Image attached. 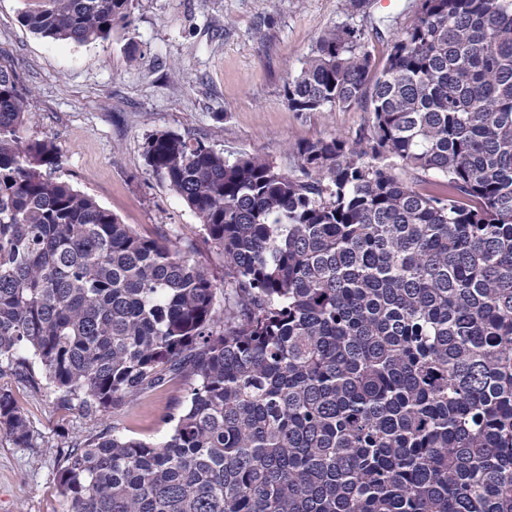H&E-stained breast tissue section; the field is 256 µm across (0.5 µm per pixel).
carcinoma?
<instances>
[{
    "mask_svg": "<svg viewBox=\"0 0 512 512\" xmlns=\"http://www.w3.org/2000/svg\"><path fill=\"white\" fill-rule=\"evenodd\" d=\"M130 2L19 19L86 43ZM284 97L371 121L298 146V177L146 141L224 252L219 282L52 177L61 156L23 137L0 66V378L88 417L189 384L161 441L60 442L68 512H512V0H420L382 64L330 29ZM2 433L35 447L3 388Z\"/></svg>",
    "mask_w": 512,
    "mask_h": 512,
    "instance_id": "obj_1",
    "label": "carcinoma"
}]
</instances>
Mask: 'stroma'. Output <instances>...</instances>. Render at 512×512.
Returning a JSON list of instances; mask_svg holds the SVG:
<instances>
[{
	"label": "stroma",
	"instance_id": "1",
	"mask_svg": "<svg viewBox=\"0 0 512 512\" xmlns=\"http://www.w3.org/2000/svg\"><path fill=\"white\" fill-rule=\"evenodd\" d=\"M33 0H0V65L14 68L28 97L29 139L49 140L62 157L56 178L93 196L144 236L167 233L214 276L224 256L206 242L200 222L144 159L147 138L177 132L224 154H255L283 171L299 170L298 145L355 137L363 109L294 112L283 89L319 37L350 25L363 29L376 58L416 16L419 0H131L130 23L107 40L52 41L21 25ZM12 391L38 439L19 448L0 434V512H66L57 472L60 436L100 425L153 441L186 384L145 396L99 421L78 407Z\"/></svg>",
	"mask_w": 512,
	"mask_h": 512
}]
</instances>
